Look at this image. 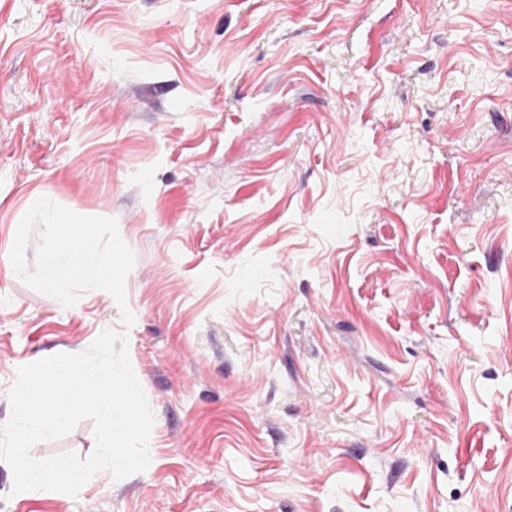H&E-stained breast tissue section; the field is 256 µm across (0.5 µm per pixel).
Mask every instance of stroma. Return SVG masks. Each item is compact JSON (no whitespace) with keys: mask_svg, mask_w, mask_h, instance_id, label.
I'll use <instances>...</instances> for the list:
<instances>
[{"mask_svg":"<svg viewBox=\"0 0 512 512\" xmlns=\"http://www.w3.org/2000/svg\"><path fill=\"white\" fill-rule=\"evenodd\" d=\"M107 328L148 468L0 512H512V0H0V425ZM45 263L51 268L67 270L76 278L98 283L107 277V262L88 259L79 249L54 240L45 251Z\"/></svg>","mask_w":512,"mask_h":512,"instance_id":"stroma-1","label":"stroma"}]
</instances>
